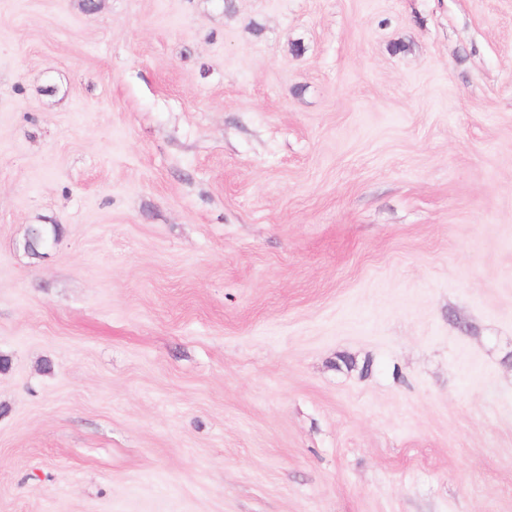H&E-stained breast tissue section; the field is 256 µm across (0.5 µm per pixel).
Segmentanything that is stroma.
Listing matches in <instances>:
<instances>
[{"label": "stroma", "mask_w": 512, "mask_h": 512, "mask_svg": "<svg viewBox=\"0 0 512 512\" xmlns=\"http://www.w3.org/2000/svg\"><path fill=\"white\" fill-rule=\"evenodd\" d=\"M99 2L0 0V512H512V0ZM37 231L36 241L34 242V247L32 246L29 251H27L30 256L33 257H43L46 250L51 245L57 243L62 235V231L59 225L53 224L50 227L46 225L34 226Z\"/></svg>", "instance_id": "35a3bbf8"}]
</instances>
